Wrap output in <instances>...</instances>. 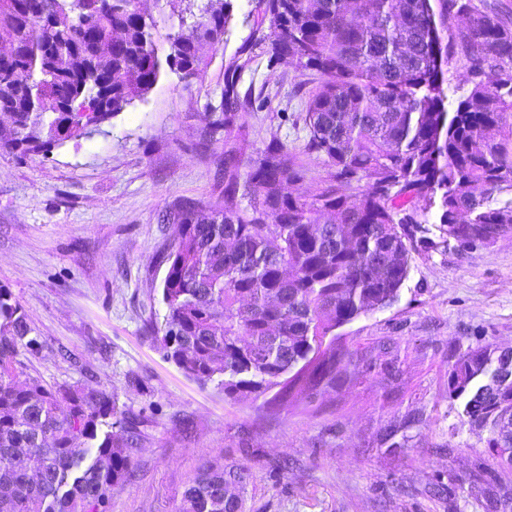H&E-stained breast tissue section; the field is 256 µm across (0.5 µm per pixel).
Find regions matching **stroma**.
<instances>
[{
	"mask_svg": "<svg viewBox=\"0 0 512 512\" xmlns=\"http://www.w3.org/2000/svg\"><path fill=\"white\" fill-rule=\"evenodd\" d=\"M256 0H231V28L197 79L164 70L154 88L98 131L47 157L0 152V289L26 315L42 349L16 368L44 384L112 392L119 409L147 421L131 477L112 488L109 512H176L188 478L206 461L243 463L252 478L246 512H494L512 496V468L483 454L464 399L448 397V355L487 344L512 350V232L467 254L437 245L413 253L391 306L339 328L365 346L385 337L401 348L396 381L374 374L320 399L263 416L258 403H231L166 359L146 319L163 320V268L156 255L175 225L165 212L182 199L224 190V144L205 117L223 110L224 66L241 47L251 61L240 94L263 99L247 113L243 157L279 138L307 169L311 193L325 174L305 150L303 113L317 73L270 64L255 44ZM416 413L407 447L383 431ZM463 481L455 495L435 478Z\"/></svg>",
	"mask_w": 512,
	"mask_h": 512,
	"instance_id": "1",
	"label": "stroma"
}]
</instances>
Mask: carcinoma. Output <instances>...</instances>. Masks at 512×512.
I'll return each mask as SVG.
<instances>
[{
    "instance_id": "carcinoma-1",
    "label": "carcinoma",
    "mask_w": 512,
    "mask_h": 512,
    "mask_svg": "<svg viewBox=\"0 0 512 512\" xmlns=\"http://www.w3.org/2000/svg\"><path fill=\"white\" fill-rule=\"evenodd\" d=\"M253 33L269 62L322 76L306 101V150L327 171L305 195L306 169L273 139L246 160L234 140L263 102L242 100L239 59L224 70V193L169 212L179 232L157 254L165 266L163 323L149 322L186 376L220 379L231 401L258 400L271 416L379 371H399L398 349L359 348L335 330L394 303L412 252L434 246L427 214L459 252L512 229V20L473 0H259ZM229 0H207L165 35L140 0H0V151L47 156L148 93L163 65L198 77L202 47L217 49ZM463 54V74L448 70ZM468 94L448 95L452 83ZM367 181L366 189L354 187ZM0 289V512H108L112 486L135 465L145 416L117 410L88 386L18 381L20 351L40 342ZM491 345L448 357V398H467L485 453L512 466V373L494 381ZM110 430L98 436V427ZM244 464H205L178 512H245Z\"/></svg>"
}]
</instances>
